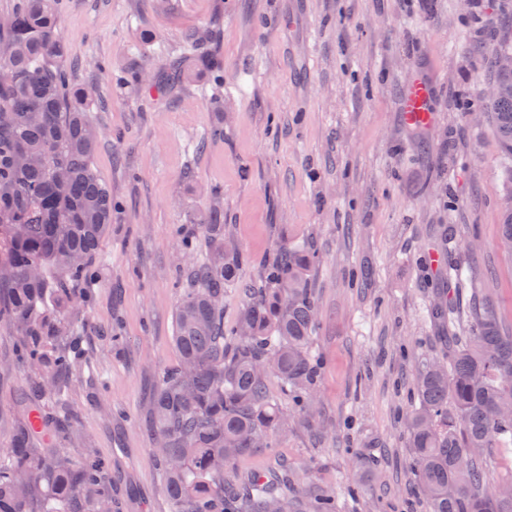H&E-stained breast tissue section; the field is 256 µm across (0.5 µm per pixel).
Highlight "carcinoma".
I'll return each mask as SVG.
<instances>
[{"mask_svg":"<svg viewBox=\"0 0 512 512\" xmlns=\"http://www.w3.org/2000/svg\"><path fill=\"white\" fill-rule=\"evenodd\" d=\"M0 322L16 333L19 363L42 374L49 392L73 366L68 331L79 302L76 285L91 283L96 258L112 226V189L90 159L99 133L87 114L90 91L71 87L61 65L56 0H19L0 16ZM512 55L505 39L494 51L490 81L512 85L501 67ZM488 117L512 172V95L488 100ZM502 242L512 249V193L500 209ZM219 208L201 211L195 226L176 228L188 257L175 314L176 364L163 370L152 401L153 457L164 475L171 512H344L321 492L309 510L294 495L283 467L239 485L224 465L284 428L267 379L308 413L316 394L311 352L316 312L309 277L320 261L310 242L279 245L260 288L243 289L237 323L224 327V289L239 282L242 256L224 244ZM209 256L194 259L197 235ZM57 274L47 287V272ZM429 318L448 319L462 334L448 337V364L430 363L416 376L419 407L409 415L414 471L429 512H512V496L497 497L482 451L512 439V334L500 327L488 294L468 305L443 300ZM34 429L17 428L9 462L0 464V512H114L106 464L91 450L78 459L58 448H32Z\"/></svg>","mask_w":512,"mask_h":512,"instance_id":"obj_1","label":"carcinoma"}]
</instances>
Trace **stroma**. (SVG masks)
I'll return each instance as SVG.
<instances>
[{
	"mask_svg": "<svg viewBox=\"0 0 512 512\" xmlns=\"http://www.w3.org/2000/svg\"><path fill=\"white\" fill-rule=\"evenodd\" d=\"M74 86H96L91 165L118 204L73 332L81 353L37 395L0 325V448L32 413H74L39 448L95 449L112 471L117 512H170L145 426L149 397L175 364L182 250L172 229L218 203L225 233L257 283L283 242H313L321 360L312 417L294 412L267 448L224 470L243 481L287 462L301 495L346 498L354 512H426L406 415L418 371L441 355L445 323L427 315L449 276L490 289L512 324V253L498 200L512 192L487 111L492 48L512 38V0H58ZM214 61L186 58L193 34ZM181 60L180 82L117 85L136 66ZM114 81H99L97 64ZM433 88L428 121H408L410 77ZM224 128L210 137L213 126ZM219 198H211L212 189ZM445 255L438 266L424 261Z\"/></svg>",
	"mask_w": 512,
	"mask_h": 512,
	"instance_id": "stroma-1",
	"label": "stroma"
}]
</instances>
